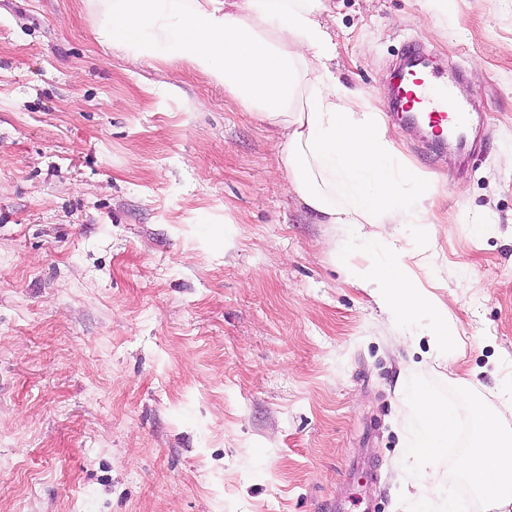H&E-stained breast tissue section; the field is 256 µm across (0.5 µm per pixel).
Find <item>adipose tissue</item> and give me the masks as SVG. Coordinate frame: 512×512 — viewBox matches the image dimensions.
Listing matches in <instances>:
<instances>
[{"label": "adipose tissue", "mask_w": 512, "mask_h": 512, "mask_svg": "<svg viewBox=\"0 0 512 512\" xmlns=\"http://www.w3.org/2000/svg\"><path fill=\"white\" fill-rule=\"evenodd\" d=\"M101 40L146 61H185L283 134L290 192L318 223L377 243L383 265H345L389 322L429 320L433 357L454 343L448 309L413 277L417 254L397 227L413 224L428 247L424 213L437 190L406 165L378 112L332 72L328 0H90Z\"/></svg>", "instance_id": "obj_1"}]
</instances>
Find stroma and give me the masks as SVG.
<instances>
[{
    "instance_id": "obj_1",
    "label": "stroma",
    "mask_w": 512,
    "mask_h": 512,
    "mask_svg": "<svg viewBox=\"0 0 512 512\" xmlns=\"http://www.w3.org/2000/svg\"><path fill=\"white\" fill-rule=\"evenodd\" d=\"M333 2L334 72L439 191L412 273L447 357L346 280L373 256L287 192L276 129L88 0H0V512H405L414 363L512 427V0ZM410 38L463 70L468 169L389 113Z\"/></svg>"
}]
</instances>
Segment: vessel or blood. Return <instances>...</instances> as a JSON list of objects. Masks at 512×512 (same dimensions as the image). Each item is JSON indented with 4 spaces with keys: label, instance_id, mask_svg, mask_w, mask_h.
<instances>
[{
    "label": "vessel or blood",
    "instance_id": "b4317fda",
    "mask_svg": "<svg viewBox=\"0 0 512 512\" xmlns=\"http://www.w3.org/2000/svg\"><path fill=\"white\" fill-rule=\"evenodd\" d=\"M396 77L393 110L397 119L422 127L432 147L451 142L464 157H471L477 145L468 133L469 104L457 95L447 73L424 58L418 43H406Z\"/></svg>",
    "mask_w": 512,
    "mask_h": 512
}]
</instances>
